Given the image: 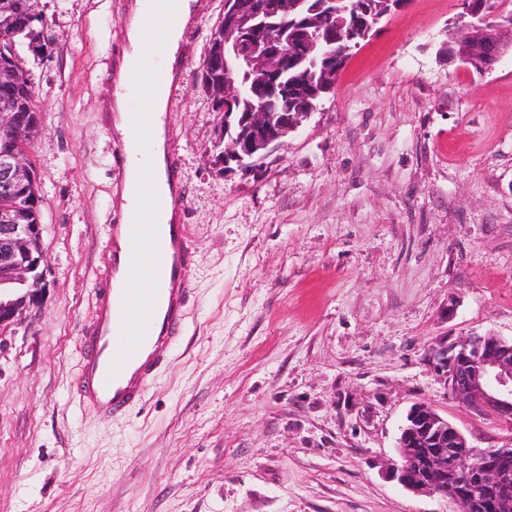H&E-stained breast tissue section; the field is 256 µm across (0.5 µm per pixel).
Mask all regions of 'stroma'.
I'll return each mask as SVG.
<instances>
[{
	"label": "stroma",
	"mask_w": 512,
	"mask_h": 512,
	"mask_svg": "<svg viewBox=\"0 0 512 512\" xmlns=\"http://www.w3.org/2000/svg\"><path fill=\"white\" fill-rule=\"evenodd\" d=\"M165 126L188 188V327L145 400L105 416L71 388L123 145L105 124L132 0H38L27 57L46 286L0 333V512H455L387 475L410 406L477 448L476 414L425 361L441 338L512 339V55L448 59L460 0H409L259 168L224 176L200 70L224 0H197Z\"/></svg>",
	"instance_id": "stroma-1"
}]
</instances>
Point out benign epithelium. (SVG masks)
Instances as JSON below:
<instances>
[{"instance_id":"benign-epithelium-1","label":"benign epithelium","mask_w":512,"mask_h":512,"mask_svg":"<svg viewBox=\"0 0 512 512\" xmlns=\"http://www.w3.org/2000/svg\"><path fill=\"white\" fill-rule=\"evenodd\" d=\"M284 4L285 0H249L242 8L239 0H224L225 42L232 43L237 62L265 79L278 77L290 56L316 64L315 44L309 40L285 43L272 31L269 21L285 13ZM467 27L479 53L453 59L481 74L512 53V18L504 7L494 6ZM241 96L226 60L223 109L233 108ZM310 115L304 112L295 122L285 116L276 123L268 112H248L242 123L224 124L219 134L224 143V174L259 166L270 150L283 144L284 135L296 131ZM23 127L22 113L0 111V196L13 201L0 209V287L23 290L15 299L0 294V329L18 322L45 287L42 225L18 224L13 215L15 203L37 173L25 148L12 143ZM425 359L438 380L473 411L512 423V340L494 334L468 336L430 348ZM397 454L400 463L392 469L393 478L406 489L448 499L458 512H477L489 496L497 501L499 512H512V471L494 464L470 467L473 458L508 456L512 448L471 446L431 405L417 403L409 409L397 439Z\"/></svg>"}]
</instances>
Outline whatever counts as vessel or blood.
Instances as JSON below:
<instances>
[{"label": "vessel or blood", "mask_w": 512, "mask_h": 512, "mask_svg": "<svg viewBox=\"0 0 512 512\" xmlns=\"http://www.w3.org/2000/svg\"><path fill=\"white\" fill-rule=\"evenodd\" d=\"M174 0H154L139 26L145 42L130 50L131 81L122 98L140 97L142 125L159 126L162 115L153 108L152 92L158 68L149 64L166 46L165 34ZM137 154L145 200H171L174 210L186 207V190L177 179L173 152L164 142L147 138ZM143 242L147 251L134 249ZM105 279L96 297L93 323L82 346L74 384L80 408L117 415L139 404L148 383L167 361L187 321L190 279L189 227L182 219L162 222L150 210H138L129 224H112L106 241ZM149 269L153 287H139L136 276Z\"/></svg>", "instance_id": "b4317fda"}]
</instances>
